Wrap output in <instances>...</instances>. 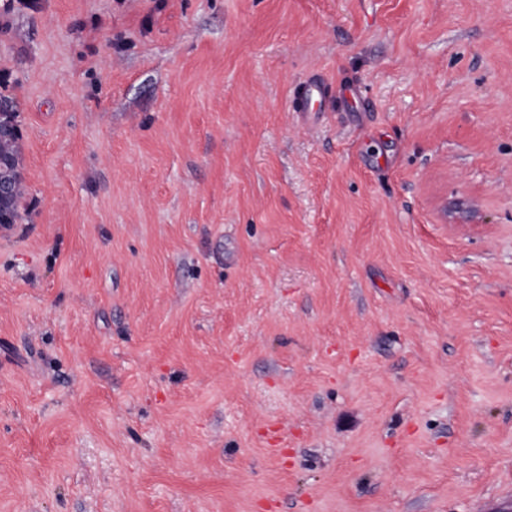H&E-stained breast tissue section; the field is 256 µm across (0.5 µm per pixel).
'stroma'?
<instances>
[{
	"label": "stroma",
	"instance_id": "35a3bbf8",
	"mask_svg": "<svg viewBox=\"0 0 512 512\" xmlns=\"http://www.w3.org/2000/svg\"><path fill=\"white\" fill-rule=\"evenodd\" d=\"M0 95V512H512V0H0ZM297 103L293 105L294 112H314L310 107L313 99L326 105L332 99V90L319 78H313L306 82L297 95ZM17 111L12 105L10 112H0V122H12L16 127V134L12 141L0 144V159L2 165L9 171L10 174H18L19 179L18 189L11 197L9 196L13 191V181L11 178L3 176L0 177V224H17L20 218L19 214V200L22 196V177H21V132L19 124L16 121ZM1 217H4V223L1 222Z\"/></svg>",
	"mask_w": 512,
	"mask_h": 512
}]
</instances>
